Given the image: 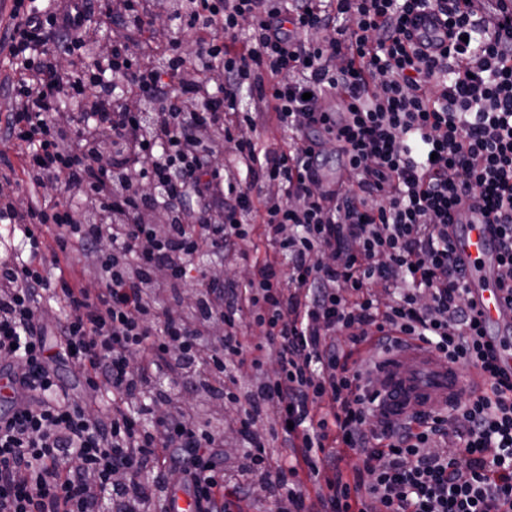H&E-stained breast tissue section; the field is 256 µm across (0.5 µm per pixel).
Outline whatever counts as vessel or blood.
I'll list each match as a JSON object with an SVG mask.
<instances>
[{"instance_id":"b4317fda","label":"vessel or blood","mask_w":512,"mask_h":512,"mask_svg":"<svg viewBox=\"0 0 512 512\" xmlns=\"http://www.w3.org/2000/svg\"><path fill=\"white\" fill-rule=\"evenodd\" d=\"M409 30L413 41L429 53L447 40L442 20L428 14H417ZM449 232L465 270L466 287L484 339L494 351L502 377L512 379V308L505 304L500 288L497 227L482 223L480 214L463 210ZM372 377L379 391L380 409L394 422L448 408L467 389L459 368L448 366L417 341L379 356Z\"/></svg>"}]
</instances>
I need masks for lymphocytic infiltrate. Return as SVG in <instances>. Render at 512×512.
I'll return each mask as SVG.
<instances>
[{
    "label": "lymphocytic infiltrate",
    "instance_id": "1",
    "mask_svg": "<svg viewBox=\"0 0 512 512\" xmlns=\"http://www.w3.org/2000/svg\"><path fill=\"white\" fill-rule=\"evenodd\" d=\"M200 2L122 0L127 38L102 50L91 0H11L0 136L24 147L42 196L18 206L0 171V222L25 243L0 236V357L20 393L0 414V512H171L181 491L195 512H231L228 403L248 449L240 474L260 477L278 512H512V380L448 238L461 201L482 211L512 301V14L502 0ZM426 10L448 34L432 55L407 24ZM268 117L287 149L260 142ZM230 141L243 172L219 162ZM328 143L349 174L336 190ZM253 236L266 248L246 284L209 277L200 256H236ZM73 254L102 270L100 288L60 271ZM245 311L260 344L239 334ZM408 340L483 390L400 425L376 419L370 364L353 354ZM104 390L111 409L87 410ZM263 419L288 458L258 447ZM441 440L451 450L436 452ZM318 478L326 493H309Z\"/></svg>",
    "mask_w": 512,
    "mask_h": 512
}]
</instances>
